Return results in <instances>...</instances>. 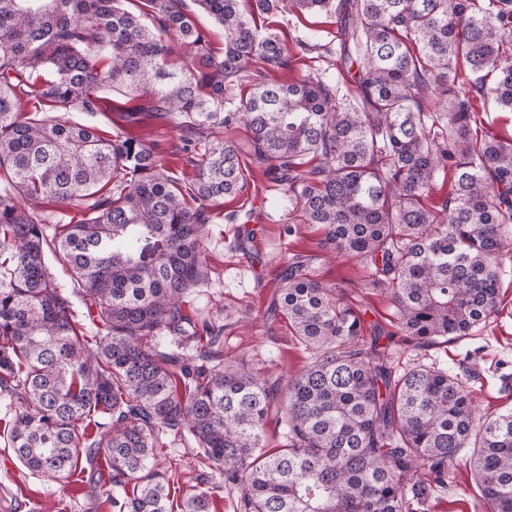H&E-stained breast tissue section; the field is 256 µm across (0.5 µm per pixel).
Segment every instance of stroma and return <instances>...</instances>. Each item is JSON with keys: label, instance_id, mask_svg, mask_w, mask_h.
<instances>
[{"label": "stroma", "instance_id": "1", "mask_svg": "<svg viewBox=\"0 0 512 512\" xmlns=\"http://www.w3.org/2000/svg\"><path fill=\"white\" fill-rule=\"evenodd\" d=\"M269 20L270 30L287 43L306 40L326 49L322 57L279 73V80L319 73L338 80L341 95H350L353 82L337 66L336 16L289 8L270 15ZM242 169L247 190L240 199L215 206L214 220L205 227L207 277L195 288L184 311L192 320L223 326L224 362L246 361L261 375L285 383L306 363L287 321L267 317L270 298L279 286L278 271L288 257H312L317 279L338 286L348 304L365 311L367 320L394 325L395 308L368 285L363 263L331 253L322 244L320 230L298 223L280 202L262 166L246 163ZM291 224L297 230L290 236L285 228ZM505 251L508 273L500 288V310L479 335L425 353L400 342L395 345L401 368L436 360L453 366L481 416L512 408V240ZM15 409V400L0 393V483L7 489L0 495V506H8L9 512H112L96 472L87 471L61 486L32 474L15 458L4 431ZM196 453L190 438L179 437L158 458L172 483L175 503H182L196 487L212 494L216 512H237L238 490L225 486L219 472L199 465ZM436 498L432 512H488L471 471L462 465L453 469L447 488L438 491Z\"/></svg>", "mask_w": 512, "mask_h": 512}]
</instances>
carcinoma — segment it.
<instances>
[{"mask_svg":"<svg viewBox=\"0 0 512 512\" xmlns=\"http://www.w3.org/2000/svg\"><path fill=\"white\" fill-rule=\"evenodd\" d=\"M284 0H194L224 30L216 53L183 0H0V392L16 399L10 448L58 484L108 476L112 512H169L156 458L190 434L198 462L241 490L238 512H429L452 467L471 470L490 512H512V409L477 415L446 365L394 370L393 336L429 350L472 336L498 304L512 238V140L472 131L485 79L512 112V0H289L335 13L353 106L329 76L266 78L295 54L255 14ZM357 72H352V67ZM431 86L440 112L424 111ZM125 127L103 136L104 93ZM72 112L84 115L74 122ZM151 118L182 132L179 179ZM244 123L247 143L213 137ZM266 166L325 246L359 259L396 309L393 332L345 304L295 254L269 311L308 363L287 387L223 365L222 329L184 314L205 275L210 203L246 192L242 159ZM448 196L428 204L439 175ZM53 253L96 310L76 321ZM275 423L281 448L265 451ZM99 432L87 433L89 425ZM132 490H127L128 485ZM199 490L184 512H211Z\"/></svg>","mask_w":512,"mask_h":512,"instance_id":"obj_1","label":"carcinoma"}]
</instances>
